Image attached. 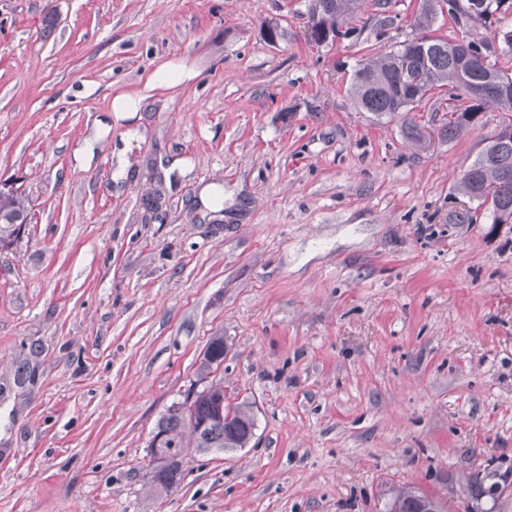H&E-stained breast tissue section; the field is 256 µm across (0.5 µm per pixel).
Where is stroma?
<instances>
[{
	"label": "stroma",
	"instance_id": "stroma-1",
	"mask_svg": "<svg viewBox=\"0 0 512 512\" xmlns=\"http://www.w3.org/2000/svg\"><path fill=\"white\" fill-rule=\"evenodd\" d=\"M309 3L0 0V180L30 213L0 248V512H384L400 485L512 512V224L457 188L500 114L449 141L428 98L407 139L348 85L419 0L317 49ZM169 61L194 77L149 87ZM215 336L255 435L157 491L148 441ZM143 101L142 95L119 94L113 98L109 112H114L117 119L129 118L141 111Z\"/></svg>",
	"mask_w": 512,
	"mask_h": 512
}]
</instances>
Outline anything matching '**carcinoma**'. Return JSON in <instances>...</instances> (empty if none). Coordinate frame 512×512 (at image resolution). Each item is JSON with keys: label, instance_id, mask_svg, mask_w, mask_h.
Returning a JSON list of instances; mask_svg holds the SVG:
<instances>
[{"label": "carcinoma", "instance_id": "1", "mask_svg": "<svg viewBox=\"0 0 512 512\" xmlns=\"http://www.w3.org/2000/svg\"><path fill=\"white\" fill-rule=\"evenodd\" d=\"M448 16L457 25L485 24L498 14L512 11V0H484L485 8L474 13V0H449ZM364 0H311L309 19L314 25L326 22L351 24ZM438 15L436 0H421L415 17L420 30L431 27ZM475 46L476 54L464 60L463 45ZM448 40L424 35L402 42L358 64L350 82V94L356 106L378 119L392 118L409 106L424 100L438 87L456 91L468 104L451 106V117L444 120L441 133L452 141L477 126L481 114L493 107L501 112L502 133L489 138L482 152L460 181V190L482 199L485 184L499 186L487 212L492 223L502 224L512 218V73L498 66L493 57L498 51L512 52V29H499L491 39ZM28 204L20 194H0V246H9L27 223ZM224 358V337L214 336L208 343L199 367L208 376L218 369L214 360ZM224 384L212 382L195 400V415L199 420L211 417L217 401L222 399ZM256 420L250 407L238 404L231 422L215 420L202 431L191 429L185 416L166 412L158 421L156 431L167 436L166 447L151 456V467L167 481L162 489L169 490L181 483L182 461L192 454H207L225 448H244L253 437ZM423 492L410 487L395 490L385 504V512H417L416 496Z\"/></svg>", "mask_w": 512, "mask_h": 512}]
</instances>
